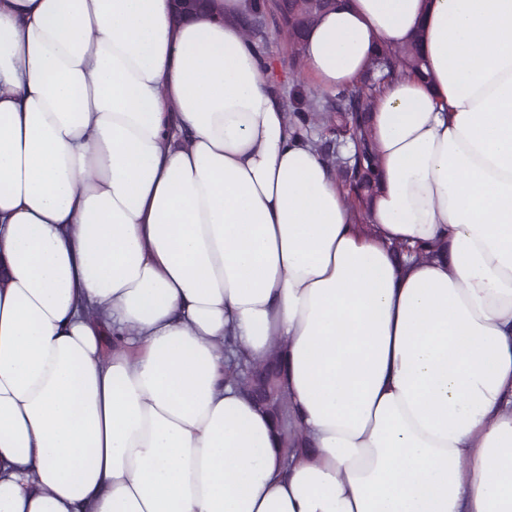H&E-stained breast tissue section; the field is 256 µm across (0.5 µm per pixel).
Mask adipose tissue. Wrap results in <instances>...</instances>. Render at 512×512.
<instances>
[{
    "mask_svg": "<svg viewBox=\"0 0 512 512\" xmlns=\"http://www.w3.org/2000/svg\"><path fill=\"white\" fill-rule=\"evenodd\" d=\"M336 2L321 90L424 59L378 95L368 234L254 0H0V512H512V0ZM228 336L281 343L305 447ZM399 254L406 253L409 256H414L415 259L431 260L438 257L443 250L441 243H415L414 245L400 243L395 246ZM280 346L273 343L267 359L263 363L251 361L239 353L229 366L228 377L258 405L271 411L275 416L285 453L301 448V437L291 421L288 396L281 381L279 365Z\"/></svg>",
    "mask_w": 512,
    "mask_h": 512,
    "instance_id": "adipose-tissue-1",
    "label": "adipose tissue"
}]
</instances>
